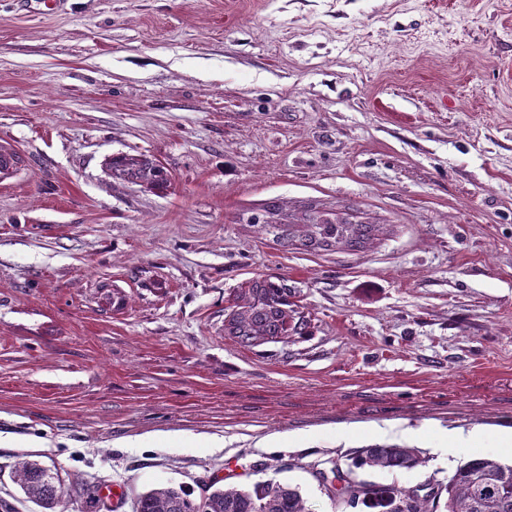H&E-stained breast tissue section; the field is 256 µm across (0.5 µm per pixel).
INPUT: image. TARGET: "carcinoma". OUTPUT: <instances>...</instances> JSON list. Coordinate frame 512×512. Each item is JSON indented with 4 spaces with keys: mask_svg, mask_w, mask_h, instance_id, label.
I'll use <instances>...</instances> for the list:
<instances>
[{
    "mask_svg": "<svg viewBox=\"0 0 512 512\" xmlns=\"http://www.w3.org/2000/svg\"><path fill=\"white\" fill-rule=\"evenodd\" d=\"M112 177L155 192L166 191L169 170L145 154H119L109 162ZM257 232L271 234L285 250L319 252L344 249L361 251L375 239L377 224L314 218L307 224H258ZM224 307V336L244 347L267 343L286 344L308 335L310 320L304 306L284 277L259 275L243 283ZM424 460L414 448L400 445L364 449L353 468L368 466L390 472L413 470ZM353 468L345 473L353 474ZM14 478L25 499L40 512L60 509L64 491L54 464L22 459L14 465ZM427 488H402L359 480L340 489L344 512H512V465L492 458L462 462L444 482L429 480ZM72 494L94 507L100 501L98 487L84 482L72 486ZM132 512H309L297 486L266 480L250 487L240 484L206 485L196 498L183 488L160 485L138 495Z\"/></svg>",
    "mask_w": 512,
    "mask_h": 512,
    "instance_id": "obj_1",
    "label": "carcinoma"
}]
</instances>
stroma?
<instances>
[{
  "instance_id": "obj_1",
  "label": "stroma",
  "mask_w": 512,
  "mask_h": 512,
  "mask_svg": "<svg viewBox=\"0 0 512 512\" xmlns=\"http://www.w3.org/2000/svg\"><path fill=\"white\" fill-rule=\"evenodd\" d=\"M0 500L21 459L118 485H299L361 449L512 462V0H0ZM145 153L156 195L108 174ZM383 224L362 252L279 250L253 220ZM284 275L308 335L224 337ZM470 447L444 454L451 437ZM190 437L193 447L181 444Z\"/></svg>"
}]
</instances>
